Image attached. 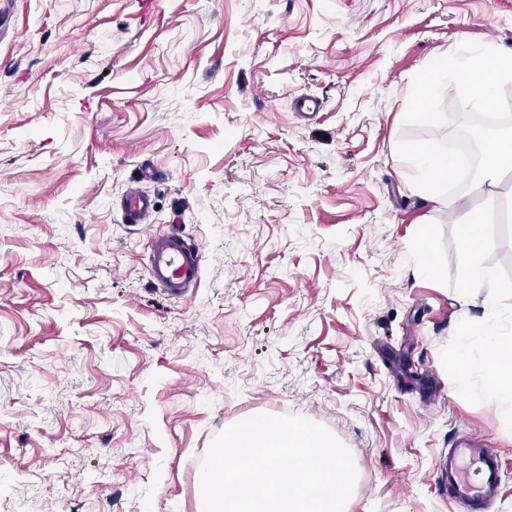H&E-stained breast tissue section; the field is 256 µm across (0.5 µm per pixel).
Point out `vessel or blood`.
Segmentation results:
<instances>
[{
  "label": "vessel or blood",
  "instance_id": "vessel-or-blood-1",
  "mask_svg": "<svg viewBox=\"0 0 512 512\" xmlns=\"http://www.w3.org/2000/svg\"><path fill=\"white\" fill-rule=\"evenodd\" d=\"M123 220L144 223L153 209L151 197L130 188L121 201ZM151 282L166 294L187 297L200 282L201 256L198 248L175 232H158L150 237L146 261ZM503 479L501 455L484 441L472 439L449 449L440 463V489L467 512H490L498 500Z\"/></svg>",
  "mask_w": 512,
  "mask_h": 512
}]
</instances>
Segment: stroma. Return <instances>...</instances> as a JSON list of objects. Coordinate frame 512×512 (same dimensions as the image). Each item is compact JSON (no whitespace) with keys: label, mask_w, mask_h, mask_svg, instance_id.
Returning a JSON list of instances; mask_svg holds the SVG:
<instances>
[{"label":"stroma","mask_w":512,"mask_h":512,"mask_svg":"<svg viewBox=\"0 0 512 512\" xmlns=\"http://www.w3.org/2000/svg\"><path fill=\"white\" fill-rule=\"evenodd\" d=\"M464 36L512 47V0H0V512H201L213 438L261 413L351 451L347 512H463L436 487L463 436L500 452L512 512L503 412L440 361L486 292L408 260L436 222L457 271L452 229L491 201L512 273V174L457 173L446 211L394 163L469 125L454 79L444 123L408 97ZM171 227L202 256L185 299L145 269ZM123 220L126 224H142L153 210L151 197L138 187L130 188L121 201Z\"/></svg>","instance_id":"35a3bbf8"}]
</instances>
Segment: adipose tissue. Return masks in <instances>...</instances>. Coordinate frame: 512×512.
<instances>
[{
	"label": "adipose tissue",
	"mask_w": 512,
	"mask_h": 512,
	"mask_svg": "<svg viewBox=\"0 0 512 512\" xmlns=\"http://www.w3.org/2000/svg\"><path fill=\"white\" fill-rule=\"evenodd\" d=\"M455 75L461 95L480 109L486 110L498 102L499 84L512 80V48L493 43L474 46L460 40L455 51L445 57L431 74L425 85L414 89L413 94L423 102L419 119L426 124L435 123L437 113L431 112L429 103L442 79ZM395 161L412 165L418 174L420 186L428 203L451 208L453 200L441 192L449 174L455 172L460 160L456 154L430 144L406 142L400 145ZM512 171V114L503 113L499 131L495 132L485 147L482 174L476 189L496 186L499 178Z\"/></svg>",
	"instance_id": "ef3b65f1"
}]
</instances>
